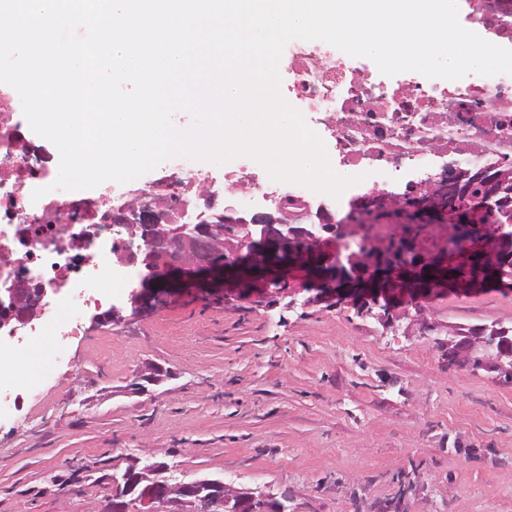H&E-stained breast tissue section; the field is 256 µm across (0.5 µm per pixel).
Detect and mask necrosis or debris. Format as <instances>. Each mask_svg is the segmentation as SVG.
Wrapping results in <instances>:
<instances>
[{
  "mask_svg": "<svg viewBox=\"0 0 512 512\" xmlns=\"http://www.w3.org/2000/svg\"><path fill=\"white\" fill-rule=\"evenodd\" d=\"M289 90L308 125L323 139L333 169L361 176L348 197L334 198L296 183L272 180L255 160L241 156L217 166L183 157L163 174L125 184L104 182L78 191L54 189L59 156L30 128L18 99L0 86V288L16 274L60 298L37 316L0 324V413L10 392L33 387L21 379L18 346L23 337H50L62 347L77 336L80 315L109 295L104 283L131 287L136 267L119 247L116 215L150 207L159 223L180 224L209 205L239 210L274 207L284 221L306 223L325 212L364 216L361 236L373 242L389 226L368 216L374 197L394 201L391 177L430 192L449 166L478 168L512 159V75H472L451 82L410 73L395 81L377 71L354 69L319 40L295 39L282 56ZM44 189L33 199L35 189Z\"/></svg>",
  "mask_w": 512,
  "mask_h": 512,
  "instance_id": "4bbe7bcc",
  "label": "necrosis or debris"
}]
</instances>
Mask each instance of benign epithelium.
Instances as JSON below:
<instances>
[{"label": "benign epithelium", "mask_w": 512, "mask_h": 512, "mask_svg": "<svg viewBox=\"0 0 512 512\" xmlns=\"http://www.w3.org/2000/svg\"><path fill=\"white\" fill-rule=\"evenodd\" d=\"M459 195V180L449 178L434 193L401 200L407 222L431 224L442 236V243L432 249L414 241L399 265L384 270V257L376 253L360 257V265L343 267L340 242L350 235V226L333 222L322 224H286L272 212H256L235 216L236 235L229 236L220 224L206 220L183 224L167 231L149 207L141 209L137 221L122 228L130 235L126 248H132L139 233L153 251L145 261L149 275L131 289L127 298L128 320L149 316L155 298L179 288L190 287L200 292L225 294L240 288L286 290L295 279L302 287L323 289L325 296L340 298L357 305L373 299L391 298V318L400 316L399 308L406 297L419 298L426 293L457 291L477 293L494 285H506L507 274L490 249L505 228L478 225V232L461 247L454 245L455 229L448 223V205ZM226 258L215 255V242L221 236ZM491 260L484 274L467 283H459L448 271L475 262ZM41 296L32 282L16 277L7 288L0 289V314L9 312L19 320L34 316ZM448 346L457 360L472 361L484 348V339L476 334L454 336ZM508 348L483 360L486 368L508 371L504 359ZM168 469L159 462L139 459L130 461L123 472L112 475L107 494L106 512H287V506L276 496L253 489H234L219 479L193 482H171Z\"/></svg>", "instance_id": "7a95c632"}]
</instances>
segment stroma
Masks as SVG:
<instances>
[{"instance_id": "obj_1", "label": "stroma", "mask_w": 512, "mask_h": 512, "mask_svg": "<svg viewBox=\"0 0 512 512\" xmlns=\"http://www.w3.org/2000/svg\"><path fill=\"white\" fill-rule=\"evenodd\" d=\"M512 325V292L445 293L392 325L311 292L165 296L63 360L21 345L40 398L0 418V512H103L129 457L175 480L287 497L289 512H512V379L448 360V333ZM160 382L129 385L145 365ZM80 468L78 480L60 483Z\"/></svg>"}]
</instances>
